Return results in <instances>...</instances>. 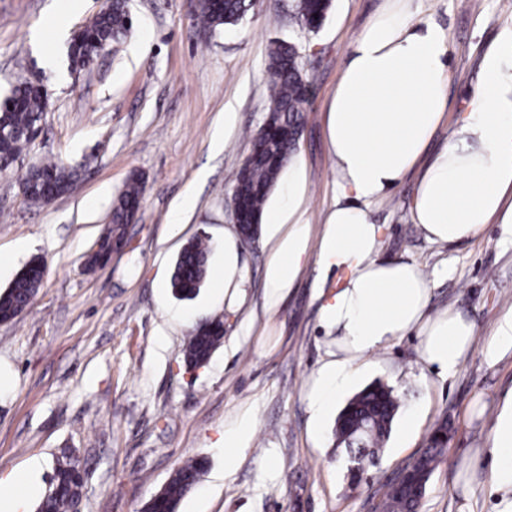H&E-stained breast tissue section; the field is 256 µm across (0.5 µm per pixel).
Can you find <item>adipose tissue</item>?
Segmentation results:
<instances>
[{"label": "adipose tissue", "mask_w": 512, "mask_h": 512, "mask_svg": "<svg viewBox=\"0 0 512 512\" xmlns=\"http://www.w3.org/2000/svg\"><path fill=\"white\" fill-rule=\"evenodd\" d=\"M385 2L350 42L328 106L336 198L319 240L311 238L299 156L288 161L287 203L264 208L261 218L270 303L294 287L310 252L318 254V280L334 269L345 273L319 295L320 319L336 337L306 393L314 433L357 384L366 358L392 340L416 332L421 361L443 377L456 372L474 342V325L461 312L428 315L433 282L418 264L382 257V229L370 206L420 165L412 220L428 241L457 243L489 224L512 233V31L482 53L466 114L431 155L428 145L448 112L447 40L433 24L409 23V0ZM488 454L496 512H512V391L491 428ZM38 492L32 471L0 479V512H29Z\"/></svg>", "instance_id": "obj_1"}]
</instances>
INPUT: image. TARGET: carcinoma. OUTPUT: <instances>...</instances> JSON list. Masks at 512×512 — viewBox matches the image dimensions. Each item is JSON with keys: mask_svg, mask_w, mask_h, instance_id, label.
Masks as SVG:
<instances>
[{"mask_svg": "<svg viewBox=\"0 0 512 512\" xmlns=\"http://www.w3.org/2000/svg\"><path fill=\"white\" fill-rule=\"evenodd\" d=\"M253 0H203L197 11L198 24L204 31L237 24L252 10ZM332 0H295L298 22L310 31L323 25ZM133 26L127 0H108L92 25L71 39L67 57L72 67H89L95 48L103 41L115 48L123 44ZM268 107L263 124L251 138V152L234 179L233 201L239 207L240 224L260 223L270 193L277 184L288 158L296 150L294 134L304 125L308 103L303 57L290 42L275 41L267 60ZM44 116V98L24 81L14 86L12 96L0 102V171L10 168L30 144L29 131L39 126ZM76 172L61 161L45 160L32 164L21 187L33 204H44L43 180L50 177L53 189L63 194L73 185ZM143 182L135 175L117 195L110 213V222L97 240L96 249L88 256L86 267L105 266L115 247L125 239L126 226L133 212L140 207ZM209 247L205 239L188 242L180 252L171 275L170 285L181 300L195 298L210 275ZM44 266L34 259L21 270L12 283L0 293V322L10 321L24 312L42 285ZM208 329L194 328L184 348L185 361L198 366L210 360L224 338V318L214 317ZM404 406L394 389L378 383L355 395L336 419L335 437L345 447L347 456L362 465H377L379 455L390 438L393 423ZM448 420L433 428L427 448L410 463L417 484L388 486L380 512H417L419 483L429 482L445 456ZM208 466L205 458L185 461L166 484L144 505L143 512H178L186 494L196 485ZM80 462L71 451L56 459L51 486L38 505V512H69L71 502L80 499L83 483Z\"/></svg>", "mask_w": 512, "mask_h": 512, "instance_id": "1", "label": "carcinoma"}]
</instances>
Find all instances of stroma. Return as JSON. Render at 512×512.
Segmentation results:
<instances>
[{
	"instance_id": "35a3bbf8",
	"label": "stroma",
	"mask_w": 512,
	"mask_h": 512,
	"mask_svg": "<svg viewBox=\"0 0 512 512\" xmlns=\"http://www.w3.org/2000/svg\"><path fill=\"white\" fill-rule=\"evenodd\" d=\"M0 0V95L40 74L48 89L43 131L0 173V291L33 259L46 267L32 305L0 322V478L36 468L48 489L55 460L72 450L85 469L81 512H141L185 460L207 471L178 512H374L382 484L450 426L447 453L418 512H493L483 450L503 395L512 353L491 364L484 348L512 309V235L486 225L452 246L427 241L413 223L416 175L370 209L384 232L383 255L419 264L434 280L430 311L452 306L474 325L471 351L440 377L408 333L369 358L357 383L393 387L404 408L377 466L352 479L333 437L309 430L305 394L326 356L319 317L317 256L294 288L265 301L263 241L237 242L245 277L224 296V232L233 222L234 178L265 118L266 63L273 42L295 44L311 98L298 154L309 172L308 218L321 231L334 198L326 112L350 41L382 0H332L317 32L302 29L293 0H258L237 25L199 35L188 0H131L133 29L117 54L71 69L70 37L101 0ZM410 22H432L448 38V121L430 151L447 143L478 81L483 50L512 29V0H412ZM224 129V148L211 139ZM78 177L53 203L30 205L19 183L45 159ZM144 179L141 208L124 246L105 268L84 262L132 174ZM211 248V276L196 298L170 288L175 260L192 238ZM224 318L209 362L189 367L187 336L203 319ZM251 415L256 431L234 472L224 470V431ZM415 427L404 431L406 417Z\"/></svg>"
}]
</instances>
